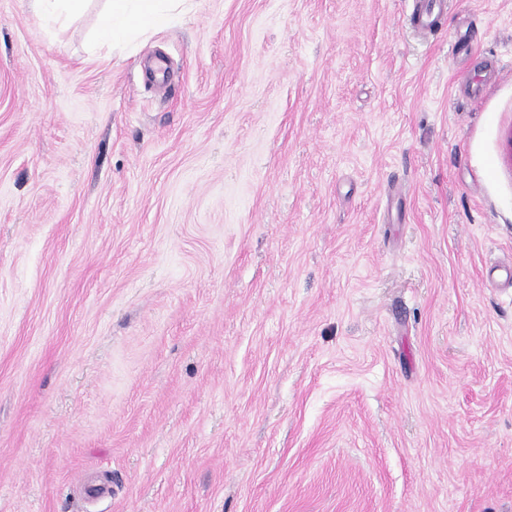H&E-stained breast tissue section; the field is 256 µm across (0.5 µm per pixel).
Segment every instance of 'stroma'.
<instances>
[{
  "mask_svg": "<svg viewBox=\"0 0 512 512\" xmlns=\"http://www.w3.org/2000/svg\"><path fill=\"white\" fill-rule=\"evenodd\" d=\"M0 0V512H512V0ZM82 3L83 0H30V7L52 37L79 15ZM95 44L119 46L140 33L166 25L174 11L188 13L194 0H106ZM410 1V19L414 29L422 36L432 34L448 7L447 0Z\"/></svg>",
  "mask_w": 512,
  "mask_h": 512,
  "instance_id": "stroma-1",
  "label": "stroma"
}]
</instances>
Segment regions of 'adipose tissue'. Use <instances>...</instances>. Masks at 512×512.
Masks as SVG:
<instances>
[{"label":"adipose tissue","mask_w":512,"mask_h":512,"mask_svg":"<svg viewBox=\"0 0 512 512\" xmlns=\"http://www.w3.org/2000/svg\"><path fill=\"white\" fill-rule=\"evenodd\" d=\"M194 0H107L94 41L122 45L140 33L166 25L172 12H190ZM83 0H30L48 35H56L75 19Z\"/></svg>","instance_id":"adipose-tissue-1"}]
</instances>
